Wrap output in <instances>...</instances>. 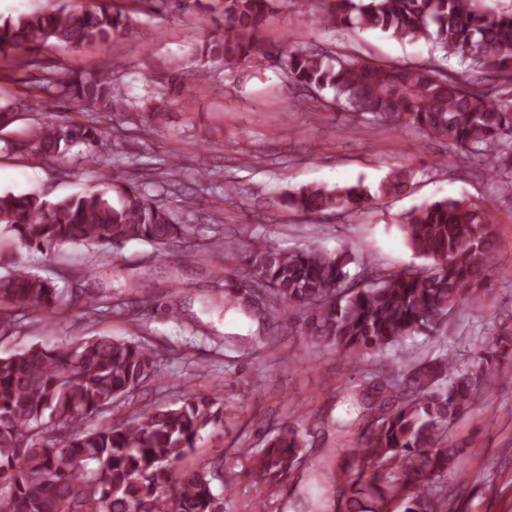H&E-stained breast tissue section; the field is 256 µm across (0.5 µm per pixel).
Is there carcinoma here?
<instances>
[{"mask_svg": "<svg viewBox=\"0 0 512 512\" xmlns=\"http://www.w3.org/2000/svg\"><path fill=\"white\" fill-rule=\"evenodd\" d=\"M288 2L217 0L221 22L199 44L197 62L226 70L263 66L272 51L263 31ZM307 2L325 26L426 39L434 55L424 62L376 63L285 40L277 50L290 84L331 93L357 119L413 127L446 141L452 153L441 166L466 158L512 186V5L492 12L482 0ZM169 4L75 0L0 21V58L43 72L30 93L44 102L43 120L9 149L53 161L77 148L87 162H97L108 128L96 118L58 120L55 108L61 99L75 107H121L112 59L106 55L98 69L76 72L46 64L38 53L49 43L105 50L112 39L131 33L137 15L165 12ZM452 57L469 62L470 70L448 68ZM490 80L503 96H489L481 83ZM408 178L398 170L378 193L398 194ZM371 198L361 183L312 184L288 194L285 203L318 216L353 213ZM401 229L408 247L429 264L385 272L346 247L286 253L262 238L243 249L227 248L212 274L221 282L224 265H244L248 287L262 289L271 302L274 326L288 324V309L306 312V335L361 360L409 338L440 335L449 312L466 302L482 307L476 291L493 282L497 242L482 203H426L403 216ZM187 233L168 206L120 175L64 198L0 193V254L12 255L11 270L0 276V333L17 327V311L53 317L71 297L68 288L17 260L21 250L69 245L102 255L116 243L163 247ZM506 352L512 353L509 331L489 342L470 371L446 351L427 361L410 359L399 379L366 389L362 431L352 449L357 467L332 476L345 489L341 512H459L456 497L440 485L461 451L448 441L450 431L472 409L481 374ZM158 377L152 349L106 335L33 344L0 356V512H224L217 489L232 490L224 465H183L201 432L223 421L215 398L187 395L176 405L140 409L117 423L86 424ZM307 446L302 428L280 427L247 459L254 484L264 492L284 483L305 459Z\"/></svg>", "mask_w": 512, "mask_h": 512, "instance_id": "obj_1", "label": "carcinoma"}]
</instances>
